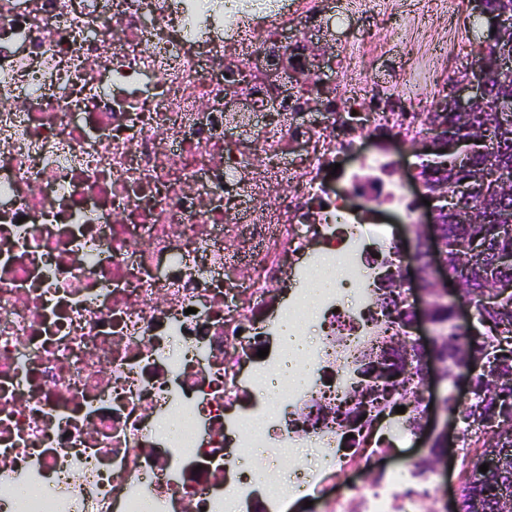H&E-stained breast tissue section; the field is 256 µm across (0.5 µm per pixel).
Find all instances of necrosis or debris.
<instances>
[{
  "mask_svg": "<svg viewBox=\"0 0 512 512\" xmlns=\"http://www.w3.org/2000/svg\"><path fill=\"white\" fill-rule=\"evenodd\" d=\"M459 10L0 0V512H437L438 472L375 469L343 413L384 325L366 243L399 251L359 209L418 223L392 144L427 136L431 48L465 81L474 45L424 23ZM294 315L322 325L299 351ZM256 443L295 450L278 484Z\"/></svg>",
  "mask_w": 512,
  "mask_h": 512,
  "instance_id": "1",
  "label": "necrosis or debris"
}]
</instances>
